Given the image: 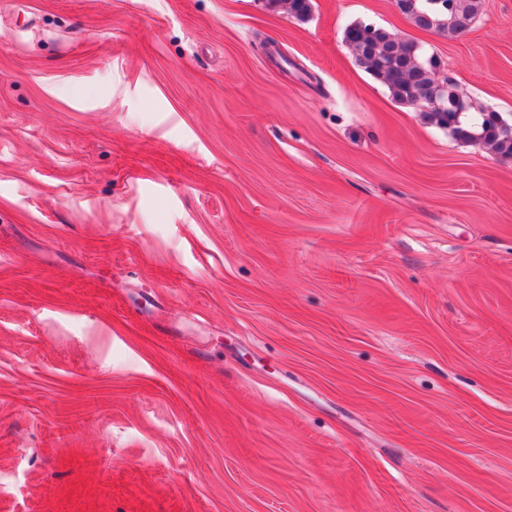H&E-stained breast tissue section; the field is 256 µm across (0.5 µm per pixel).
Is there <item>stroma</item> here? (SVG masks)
I'll list each match as a JSON object with an SVG mask.
<instances>
[{"label": "stroma", "mask_w": 512, "mask_h": 512, "mask_svg": "<svg viewBox=\"0 0 512 512\" xmlns=\"http://www.w3.org/2000/svg\"><path fill=\"white\" fill-rule=\"evenodd\" d=\"M0 0V512H512V0ZM480 9V0H407L403 13L420 29L460 33L470 26ZM344 41L355 62L379 83L385 86L392 97L404 104L426 107L432 119L440 127L455 124L452 133L460 140L482 143L485 147L505 158H512V138L505 140L496 131V122L501 117L494 111L476 110L473 104L459 93L455 81L449 82L448 101L460 96L469 102L457 99L444 112L435 104V92L447 91V85L438 82L439 61L427 56L422 46L412 40L399 39L386 29L362 22L352 23L344 30ZM378 47V53L373 48ZM447 124H444L440 115Z\"/></svg>", "instance_id": "35a3bbf8"}]
</instances>
